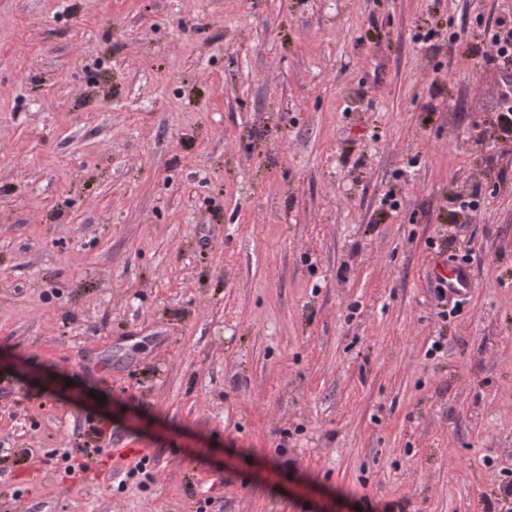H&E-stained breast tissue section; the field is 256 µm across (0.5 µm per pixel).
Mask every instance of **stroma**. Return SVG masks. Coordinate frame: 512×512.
I'll return each mask as SVG.
<instances>
[{
    "label": "stroma",
    "instance_id": "obj_1",
    "mask_svg": "<svg viewBox=\"0 0 512 512\" xmlns=\"http://www.w3.org/2000/svg\"><path fill=\"white\" fill-rule=\"evenodd\" d=\"M502 20L0 0V512H484L512 482ZM484 47L491 53L485 52L486 57L491 60L510 61L512 63V38L506 39L501 36L499 27L496 29H487L483 33ZM438 279L442 280L443 287L448 288V295L453 292L469 293L473 281L467 266L462 264H446L437 271Z\"/></svg>",
    "mask_w": 512,
    "mask_h": 512
}]
</instances>
